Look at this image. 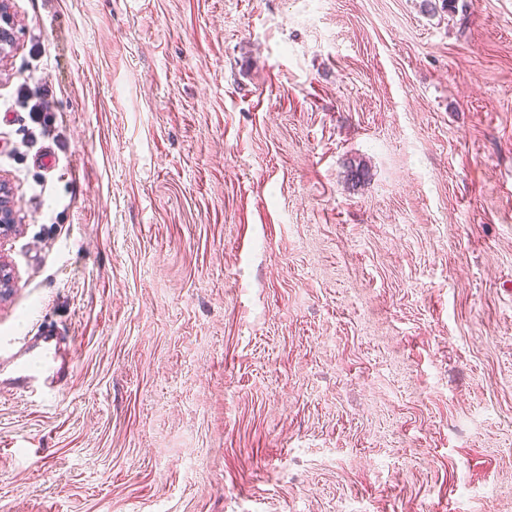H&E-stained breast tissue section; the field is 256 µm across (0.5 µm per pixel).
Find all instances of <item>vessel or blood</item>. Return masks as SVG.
Returning a JSON list of instances; mask_svg holds the SVG:
<instances>
[{"mask_svg": "<svg viewBox=\"0 0 512 512\" xmlns=\"http://www.w3.org/2000/svg\"><path fill=\"white\" fill-rule=\"evenodd\" d=\"M38 343L30 347L15 368V381L28 397L51 401L59 391L62 377L72 371V364L60 360L57 353V331L44 325Z\"/></svg>", "mask_w": 512, "mask_h": 512, "instance_id": "vessel-or-blood-1", "label": "vessel or blood"}]
</instances>
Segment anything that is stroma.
<instances>
[{
    "label": "stroma",
    "mask_w": 512,
    "mask_h": 512,
    "mask_svg": "<svg viewBox=\"0 0 512 512\" xmlns=\"http://www.w3.org/2000/svg\"><path fill=\"white\" fill-rule=\"evenodd\" d=\"M8 6L0 512H512V0ZM9 186L0 179V240L14 232L17 227V220L14 209L9 202ZM39 334L38 343L30 347L16 364L13 379L29 398L48 402L56 397L62 377L74 369V363L66 364L60 360L56 340L59 332L51 323L44 325Z\"/></svg>",
    "instance_id": "obj_1"
}]
</instances>
